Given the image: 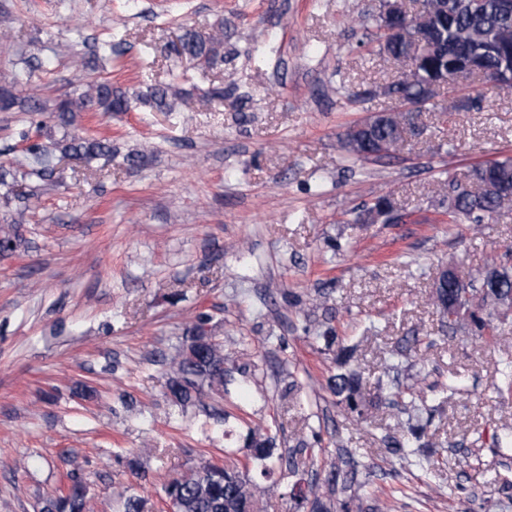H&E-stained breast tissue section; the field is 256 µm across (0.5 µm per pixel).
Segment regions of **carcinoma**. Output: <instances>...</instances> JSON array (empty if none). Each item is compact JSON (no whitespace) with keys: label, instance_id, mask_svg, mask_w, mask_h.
<instances>
[{"label":"carcinoma","instance_id":"cac0c4a2","mask_svg":"<svg viewBox=\"0 0 512 512\" xmlns=\"http://www.w3.org/2000/svg\"><path fill=\"white\" fill-rule=\"evenodd\" d=\"M373 42L376 51L394 64L405 69L399 82L392 90L402 93L407 100H417L421 108L439 112H459L465 108H481L482 99L476 98L469 106L458 103L459 96L450 91L441 103L424 97L425 88L442 72L462 77L472 75V69L484 71L493 76L512 77V12L501 7V0H425L424 10L417 26L407 27L399 21L390 25L379 18ZM224 45V25L203 35L187 31L180 40L182 54L203 62L208 66L224 63L221 48ZM119 55L114 44L103 41L90 49L86 56L78 57L81 67L88 69L99 56ZM175 91L165 85L151 87L147 92L132 99L125 92L112 87V81L95 79L82 88L66 92L53 101L51 112L57 124L62 127L73 125L78 112H128L132 104L139 102L159 112L173 110ZM20 107L26 112H37L46 108V101L40 90H35L23 100L8 91L0 93V109L6 111ZM413 120L409 112L395 115L374 128L363 145L347 150L355 160L365 161V152L382 144L386 156H393L402 146L401 127ZM76 156L90 164L97 160L112 162V144L109 140L90 139L79 136L63 137L47 147L33 143L27 148V160L31 171L43 183L42 190L48 191L55 184V161ZM495 178L499 188L492 193H457L446 197L448 223L463 221L480 224L486 218L503 210L512 209V157L496 158L473 165L467 175L472 184H482ZM0 191L5 201H28V193L21 190L11 170L0 166ZM485 266L497 275L496 280L483 278L480 286H474L460 269L454 278L462 279L463 286L433 291L431 304L440 316L448 319L450 325H469L487 341L497 338L494 320L500 314L512 309V272L498 263V256L486 257ZM205 319L188 330L185 342L176 354L168 360L169 377L167 395L182 407L204 404V400L224 392L228 382V364L221 344L215 336L203 330ZM356 350L343 346L336 354L337 372L327 380L329 390L336 396L337 403L352 413L363 415L367 399L363 377L355 368ZM396 367L389 364L384 375L376 382V399L381 401L391 395L394 382L391 373ZM496 385L499 394L512 396V361L508 360L498 370ZM252 462L260 469V477L251 478L246 474L207 463L180 477L171 479L162 487L165 497L175 500L177 512H257L259 501L278 492V484L271 481L273 475L274 440L266 437L251 440ZM433 447L427 433V424L413 415L400 424V434L386 440L387 452L410 463L432 462L427 449ZM331 495H343L351 490L352 484L339 471L332 469L326 477ZM295 512H331L338 507L340 512H349V502L339 498L333 504L318 495L292 497ZM43 512H93L86 487L79 481H72L67 490L46 501Z\"/></svg>","mask_w":512,"mask_h":512}]
</instances>
